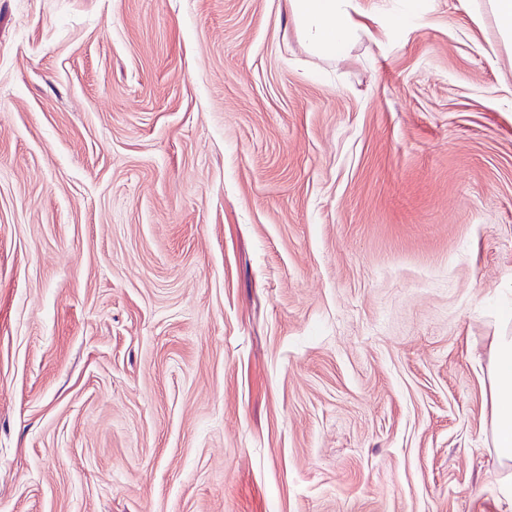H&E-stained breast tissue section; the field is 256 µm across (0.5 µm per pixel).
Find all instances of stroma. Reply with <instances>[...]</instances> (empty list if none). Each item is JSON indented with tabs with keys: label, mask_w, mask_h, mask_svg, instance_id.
Returning a JSON list of instances; mask_svg holds the SVG:
<instances>
[{
	"label": "stroma",
	"mask_w": 512,
	"mask_h": 512,
	"mask_svg": "<svg viewBox=\"0 0 512 512\" xmlns=\"http://www.w3.org/2000/svg\"><path fill=\"white\" fill-rule=\"evenodd\" d=\"M483 7L0 0V512H512ZM300 39L315 53L333 57L347 54L352 41L371 36L359 23L354 0H287ZM510 313L489 358L490 426L494 452L508 473L498 483L500 498L512 506V332Z\"/></svg>",
	"instance_id": "35a3bbf8"
}]
</instances>
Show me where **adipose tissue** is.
<instances>
[{
  "label": "adipose tissue",
  "instance_id": "obj_1",
  "mask_svg": "<svg viewBox=\"0 0 512 512\" xmlns=\"http://www.w3.org/2000/svg\"><path fill=\"white\" fill-rule=\"evenodd\" d=\"M300 39L315 53L347 54L352 41L369 34L354 17V0H288ZM490 426L494 452L505 475L500 498L512 505V327L502 326L489 358Z\"/></svg>",
  "mask_w": 512,
  "mask_h": 512
}]
</instances>
